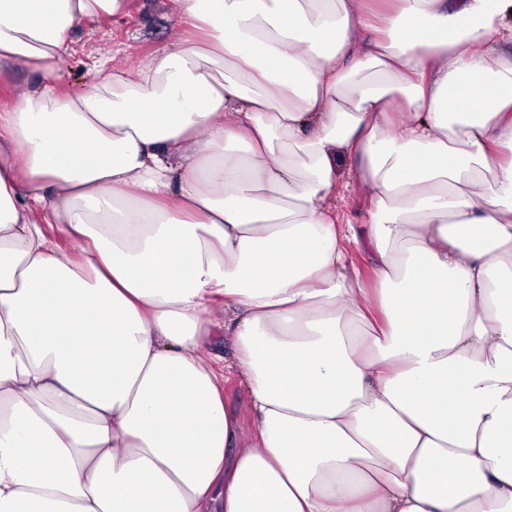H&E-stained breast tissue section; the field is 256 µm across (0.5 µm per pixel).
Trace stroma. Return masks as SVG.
<instances>
[{
    "mask_svg": "<svg viewBox=\"0 0 512 512\" xmlns=\"http://www.w3.org/2000/svg\"><path fill=\"white\" fill-rule=\"evenodd\" d=\"M184 29L173 0H127L122 16L85 18L60 63L58 88L77 93L97 83L106 55L111 56L113 69L138 66L171 47Z\"/></svg>",
    "mask_w": 512,
    "mask_h": 512,
    "instance_id": "stroma-1",
    "label": "stroma"
}]
</instances>
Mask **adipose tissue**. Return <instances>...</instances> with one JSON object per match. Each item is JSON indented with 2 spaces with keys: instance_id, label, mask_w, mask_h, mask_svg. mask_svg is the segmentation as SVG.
<instances>
[{
  "instance_id": "adipose-tissue-1",
  "label": "adipose tissue",
  "mask_w": 512,
  "mask_h": 512,
  "mask_svg": "<svg viewBox=\"0 0 512 512\" xmlns=\"http://www.w3.org/2000/svg\"><path fill=\"white\" fill-rule=\"evenodd\" d=\"M176 6L70 96L125 0H0V512H512V0ZM126 2L120 17L91 16L79 24L60 63L61 92L77 93L97 83L103 56L113 58V69L136 67L171 47L187 29L171 0ZM34 88V79L26 70L10 63H0L1 108L7 106L15 95ZM336 214L342 224H356L359 229H365L368 219L365 213L362 192L358 189L336 198ZM225 374L227 378L224 385L225 398L232 409L238 413L240 419L248 426L252 423L248 407V389L233 372L226 369Z\"/></svg>"
}]
</instances>
